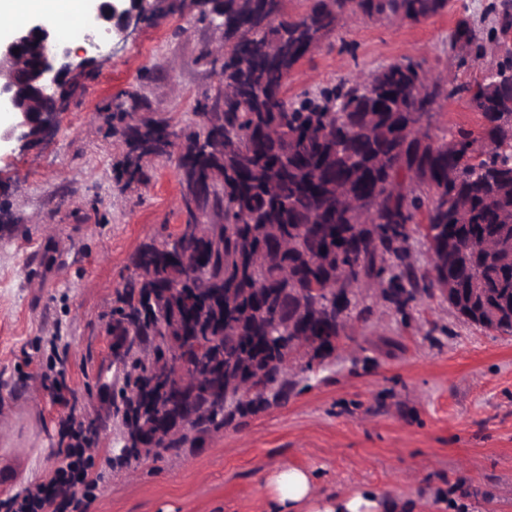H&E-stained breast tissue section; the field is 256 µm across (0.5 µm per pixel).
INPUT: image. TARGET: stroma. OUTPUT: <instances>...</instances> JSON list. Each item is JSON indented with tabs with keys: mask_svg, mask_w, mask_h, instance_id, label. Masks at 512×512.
Listing matches in <instances>:
<instances>
[{
	"mask_svg": "<svg viewBox=\"0 0 512 512\" xmlns=\"http://www.w3.org/2000/svg\"><path fill=\"white\" fill-rule=\"evenodd\" d=\"M493 0H451L447 14L390 25L350 19L288 79L297 94L409 58L478 73L452 42L470 18L479 40ZM218 33L196 15L160 12L127 42L96 52L94 75L43 140L0 148V499L45 475L70 443L71 419L100 404L111 358L112 302L146 241L181 223L175 159L151 161L148 185L118 190L125 145L98 113L138 89L150 113L185 126L216 75L199 62ZM331 369L204 447L116 465L120 427L92 440L100 473L86 512H270V477L314 473L307 512L365 490L417 512H512V337L459 323L421 296L372 306Z\"/></svg>",
	"mask_w": 512,
	"mask_h": 512,
	"instance_id": "stroma-1",
	"label": "stroma"
}]
</instances>
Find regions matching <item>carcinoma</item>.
Listing matches in <instances>:
<instances>
[{"mask_svg": "<svg viewBox=\"0 0 512 512\" xmlns=\"http://www.w3.org/2000/svg\"><path fill=\"white\" fill-rule=\"evenodd\" d=\"M449 0H309L297 18L279 15L265 25L254 19L264 0H210L205 21L224 16L228 42L217 71L219 85L234 84L241 102L210 112V97L196 102V121L174 133L178 182L197 176L211 182L224 204V225L209 231L215 246L201 243L199 268L181 264L170 233L145 243L112 307L113 336L134 337L123 366L115 367L112 406L122 426L116 463L161 459L203 445L224 429L273 404L293 389L284 365L296 336L315 343L306 370L335 360L336 343L367 311L340 288L368 280L389 281L383 299L405 302L452 285L448 307L461 321L512 335V60L481 78L443 85L422 76L404 59L330 87L290 95L288 76L318 52L323 34H334L349 15L418 23L448 12ZM496 32L512 31V0L491 6ZM459 95L481 120L478 130L438 137L432 128L442 102ZM122 124L141 112L145 99L128 92ZM170 123L148 118L133 129L116 168V182L151 180L144 155ZM358 195L371 207L359 221L337 199ZM422 235L426 263L410 261V240ZM316 284L320 293L286 301L289 288ZM210 345L201 359L221 360L224 375L256 390L211 386L186 396L184 432L172 431V408L146 355L166 361L177 328ZM170 433L168 442L141 446L147 424Z\"/></svg>", "mask_w": 512, "mask_h": 512, "instance_id": "1", "label": "carcinoma"}]
</instances>
